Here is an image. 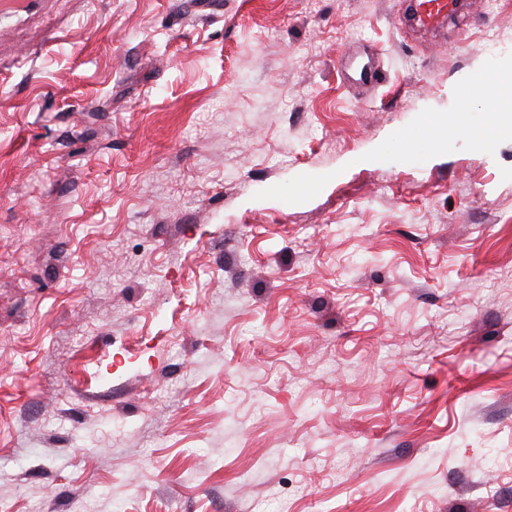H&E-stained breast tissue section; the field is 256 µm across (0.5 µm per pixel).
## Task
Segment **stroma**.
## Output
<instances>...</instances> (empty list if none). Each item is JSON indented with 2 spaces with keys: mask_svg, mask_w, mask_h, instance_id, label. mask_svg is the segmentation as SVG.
Returning a JSON list of instances; mask_svg holds the SVG:
<instances>
[{
  "mask_svg": "<svg viewBox=\"0 0 512 512\" xmlns=\"http://www.w3.org/2000/svg\"><path fill=\"white\" fill-rule=\"evenodd\" d=\"M402 12L0 17L5 512H512V136L397 139L512 0ZM459 0H414L411 2V18L422 28H435L443 20L458 11Z\"/></svg>",
  "mask_w": 512,
  "mask_h": 512,
  "instance_id": "35a3bbf8",
  "label": "stroma"
}]
</instances>
